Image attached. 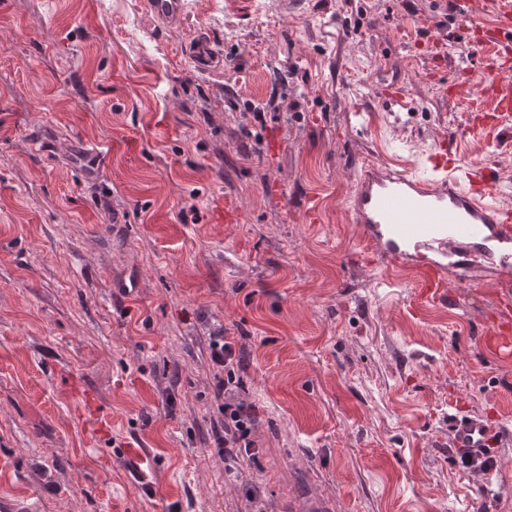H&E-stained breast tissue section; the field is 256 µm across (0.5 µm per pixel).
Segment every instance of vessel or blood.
<instances>
[{
	"instance_id": "1",
	"label": "vessel or blood",
	"mask_w": 512,
	"mask_h": 512,
	"mask_svg": "<svg viewBox=\"0 0 512 512\" xmlns=\"http://www.w3.org/2000/svg\"><path fill=\"white\" fill-rule=\"evenodd\" d=\"M166 24L180 23L183 0H145ZM477 42L491 48L480 71L453 86L466 100L490 98L473 117L475 134L490 137L512 123V0H454ZM498 176L480 163L462 164L460 147L441 137L415 164L398 154L366 166L349 200L353 223L394 271L409 275L424 299L448 298L449 277L469 278L482 259H497L502 277L487 343L512 358V207L497 199ZM453 448L471 456L488 447L491 428L481 416L450 419ZM0 512H42L33 496L0 497Z\"/></svg>"
}]
</instances>
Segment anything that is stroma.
<instances>
[{"label": "stroma", "mask_w": 512, "mask_h": 512, "mask_svg": "<svg viewBox=\"0 0 512 512\" xmlns=\"http://www.w3.org/2000/svg\"><path fill=\"white\" fill-rule=\"evenodd\" d=\"M183 2L173 30L143 0H0V495L44 512H250L255 494L268 512H512V439L493 483L449 449L452 414L512 424V363L484 343L494 287L454 279L452 307L423 301L348 211L362 165L391 146L415 162L443 133L512 204V127L475 138L433 83L476 73L487 47L438 0ZM198 31L215 67L185 49ZM219 327L259 411L258 453L232 466L213 447Z\"/></svg>", "instance_id": "stroma-1"}]
</instances>
